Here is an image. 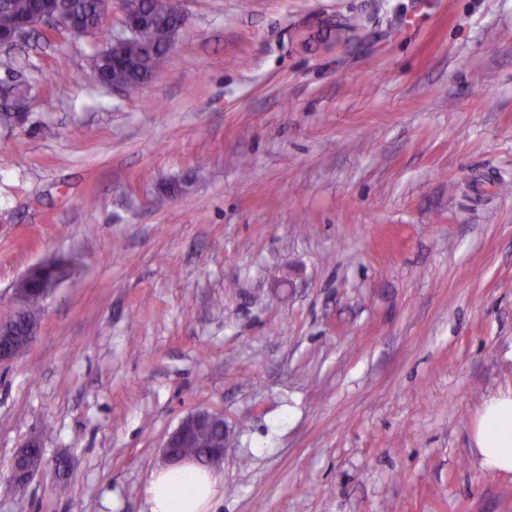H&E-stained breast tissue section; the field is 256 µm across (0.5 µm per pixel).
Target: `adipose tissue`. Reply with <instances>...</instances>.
Here are the masks:
<instances>
[{"instance_id": "ef3b65f1", "label": "adipose tissue", "mask_w": 512, "mask_h": 512, "mask_svg": "<svg viewBox=\"0 0 512 512\" xmlns=\"http://www.w3.org/2000/svg\"><path fill=\"white\" fill-rule=\"evenodd\" d=\"M473 438L484 470L512 472V390L482 403ZM223 476L192 460L153 471L143 486L149 512H212Z\"/></svg>"}]
</instances>
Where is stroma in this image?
<instances>
[{
  "label": "stroma",
  "mask_w": 512,
  "mask_h": 512,
  "mask_svg": "<svg viewBox=\"0 0 512 512\" xmlns=\"http://www.w3.org/2000/svg\"><path fill=\"white\" fill-rule=\"evenodd\" d=\"M182 3L134 92L99 36L0 49L33 96L0 126V321L75 261L0 364V512H146L199 407L230 429L214 512H512L471 436L512 388V0ZM72 265L73 261L71 259L60 257L50 262L48 266L42 267L33 280V275L40 266L33 267L17 281L15 290L20 296L24 295L31 283L24 307L17 311L10 319V321L16 322L17 334L13 338L4 339V343L11 347L17 355L20 356L28 349L30 339L28 329L37 324V315L41 308V303L46 297L44 288L52 280L66 278L70 275ZM13 456L10 464V479L12 482L25 483L33 475V471L25 467L23 457L26 448H42L37 440H31L26 445L21 447Z\"/></svg>",
  "instance_id": "35a3bbf8"
}]
</instances>
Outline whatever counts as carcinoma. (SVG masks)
Wrapping results in <instances>:
<instances>
[{
  "label": "carcinoma",
  "mask_w": 512,
  "mask_h": 512,
  "mask_svg": "<svg viewBox=\"0 0 512 512\" xmlns=\"http://www.w3.org/2000/svg\"><path fill=\"white\" fill-rule=\"evenodd\" d=\"M59 6L63 13L85 25L95 23L98 18L99 0H60ZM33 7V0H0V31L11 29L17 19L32 11ZM125 8L138 15L154 13L162 22L149 29L143 38L124 46L122 68L114 69L112 60L95 53L89 57V66L100 76L135 91L164 62L172 30L183 20L184 15L179 0H125ZM72 265V260L60 257L41 268L34 276L24 307L12 317L16 322L17 334L4 340L16 354L21 355L27 350L30 339L28 329L37 324V315L46 297V285L70 275Z\"/></svg>",
  "instance_id": "carcinoma-1"
}]
</instances>
